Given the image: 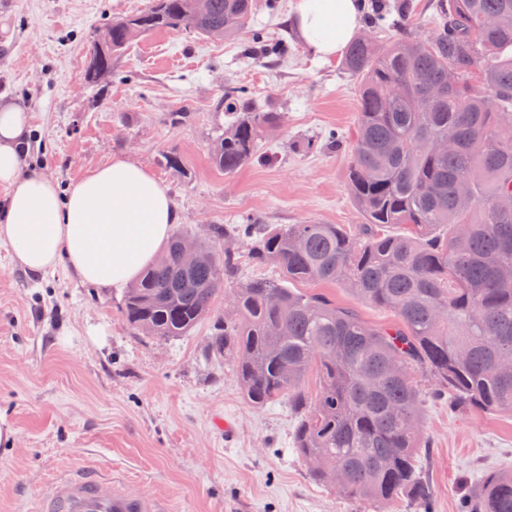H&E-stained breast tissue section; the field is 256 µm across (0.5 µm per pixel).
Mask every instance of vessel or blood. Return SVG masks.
Returning <instances> with one entry per match:
<instances>
[{
    "label": "vessel or blood",
    "mask_w": 512,
    "mask_h": 512,
    "mask_svg": "<svg viewBox=\"0 0 512 512\" xmlns=\"http://www.w3.org/2000/svg\"><path fill=\"white\" fill-rule=\"evenodd\" d=\"M111 472L90 466L75 469L56 482L54 494L35 503L34 512H169L161 498L120 493Z\"/></svg>",
    "instance_id": "obj_1"
}]
</instances>
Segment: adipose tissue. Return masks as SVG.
I'll return each instance as SVG.
<instances>
[{"label": "adipose tissue", "mask_w": 512, "mask_h": 512, "mask_svg": "<svg viewBox=\"0 0 512 512\" xmlns=\"http://www.w3.org/2000/svg\"><path fill=\"white\" fill-rule=\"evenodd\" d=\"M358 0H295L290 23L317 58L335 57L360 28ZM32 115L0 96V243L33 272L67 261L84 284L123 291L152 263L177 213L167 189L138 162L113 159L60 191L22 171Z\"/></svg>", "instance_id": "adipose-tissue-1"}]
</instances>
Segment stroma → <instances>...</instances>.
Returning a JSON list of instances; mask_svg holds the SVG:
<instances>
[{
  "label": "stroma",
  "instance_id": "obj_1",
  "mask_svg": "<svg viewBox=\"0 0 512 512\" xmlns=\"http://www.w3.org/2000/svg\"><path fill=\"white\" fill-rule=\"evenodd\" d=\"M410 2L407 24L430 36L435 0H363L360 34L387 45ZM251 32L286 40L283 55L247 54L244 39L189 32L136 39L100 86L84 81L90 43L113 18L149 0H0V94L32 112L25 171L67 187L118 157L136 159L165 185L172 232L206 239L216 224H343L363 217L349 191L357 136V83L342 57L316 59L292 31L294 0H253ZM279 115L256 154L232 174L209 146L226 124L227 87ZM188 108L191 118L170 124ZM335 145H328V137ZM177 154L180 168L165 157ZM353 309L373 326L393 311L359 300L342 283L295 282ZM123 298L79 283L67 266L34 274L0 246V512H29L59 475L93 465L126 480L118 490L168 499L172 512H375L315 481L293 443L296 418L280 401L252 407L231 361L209 350V321L160 339L126 321ZM414 378L428 445L419 467L433 512H459L485 475L512 470V416L453 411Z\"/></svg>",
  "mask_w": 512,
  "mask_h": 512
}]
</instances>
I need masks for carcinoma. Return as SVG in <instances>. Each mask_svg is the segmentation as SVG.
<instances>
[{
  "label": "carcinoma",
  "mask_w": 512,
  "mask_h": 512,
  "mask_svg": "<svg viewBox=\"0 0 512 512\" xmlns=\"http://www.w3.org/2000/svg\"><path fill=\"white\" fill-rule=\"evenodd\" d=\"M252 8V0H151L107 23L109 38H93L85 83L112 76V59L139 36L231 37ZM490 17L497 23L487 26ZM435 28L427 40L402 30L385 48L360 37L347 49L343 66L360 85L348 183L365 220L358 232L254 219L213 228L212 242L243 239L249 262L282 272L227 292L232 317L214 314L213 302L235 275L237 254L186 267L182 250L195 238L177 233L123 302L134 328L162 339L211 319L209 347L233 359L249 403L284 399L298 415L294 447L320 459L313 477L333 484L341 472L345 493L379 509L407 499L430 512L417 465L426 436L414 372L433 379V395L453 410L512 415V373L498 368L512 353V0H440ZM450 69L458 75L451 88ZM224 103L231 121L216 132L210 158L231 174L251 162L278 113L248 111L237 87ZM435 139L454 147L433 153ZM394 224L404 232H387ZM291 281L342 282L398 323L371 326ZM311 371L313 397L302 387ZM461 512H512V473L489 474Z\"/></svg>",
  "instance_id": "1"
}]
</instances>
